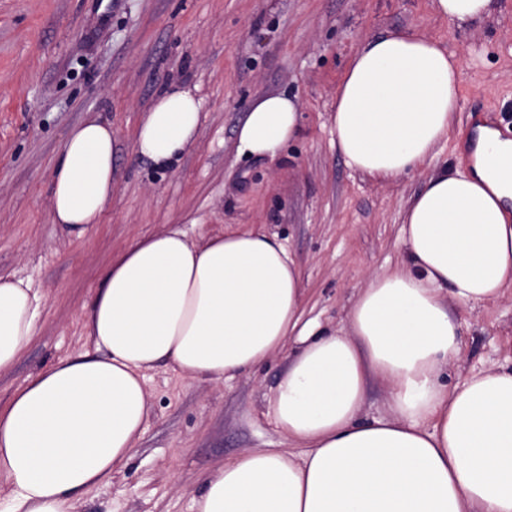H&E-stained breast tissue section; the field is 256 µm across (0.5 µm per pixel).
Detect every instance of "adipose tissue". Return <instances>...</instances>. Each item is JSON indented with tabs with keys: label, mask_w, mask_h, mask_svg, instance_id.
I'll return each instance as SVG.
<instances>
[{
	"label": "adipose tissue",
	"mask_w": 512,
	"mask_h": 512,
	"mask_svg": "<svg viewBox=\"0 0 512 512\" xmlns=\"http://www.w3.org/2000/svg\"><path fill=\"white\" fill-rule=\"evenodd\" d=\"M450 25L488 19L493 0H433ZM462 100L459 59L399 32L366 40L336 94L334 145L380 181L429 166ZM202 103L174 84L155 99L134 148L160 169L195 143ZM300 131L296 100L257 99L240 153L277 157ZM112 196V127H73L53 175L51 217L84 237ZM403 260L372 274L340 327L305 319L302 273L278 235L230 229L202 241L173 227L108 266L91 303L94 355L59 359L0 407V512H73L131 461L149 415L147 371L228 380L279 351L267 401L282 448L216 465L195 512H512V367L449 384L461 352L449 302L512 291V140L483 126L468 167L439 171L404 213ZM40 298L0 274V373L36 333ZM385 383L389 412L362 417Z\"/></svg>",
	"instance_id": "1"
}]
</instances>
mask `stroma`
<instances>
[{
	"mask_svg": "<svg viewBox=\"0 0 512 512\" xmlns=\"http://www.w3.org/2000/svg\"><path fill=\"white\" fill-rule=\"evenodd\" d=\"M407 30L442 41L464 72L434 166H456L477 124L512 138V0L462 29L432 0H0V272L47 298L32 342L0 374V406L29 376L88 351L84 324L113 256L175 224L196 241L240 226L278 234L302 269L305 316L340 325L366 275L401 261L402 216L434 168L380 183L350 170L333 144L352 56L366 39ZM174 83L196 87L203 122L161 171L134 140ZM270 92L298 99L300 133L276 159L241 154L238 128ZM91 116L112 126V199L77 239L51 219V183L68 132ZM450 314L462 356L449 382L512 365V297ZM287 360L276 354L225 383L164 363L149 370L133 459L74 512H193L217 462L283 443L265 398Z\"/></svg>",
	"mask_w": 512,
	"mask_h": 512,
	"instance_id": "35a3bbf8",
	"label": "stroma"
}]
</instances>
